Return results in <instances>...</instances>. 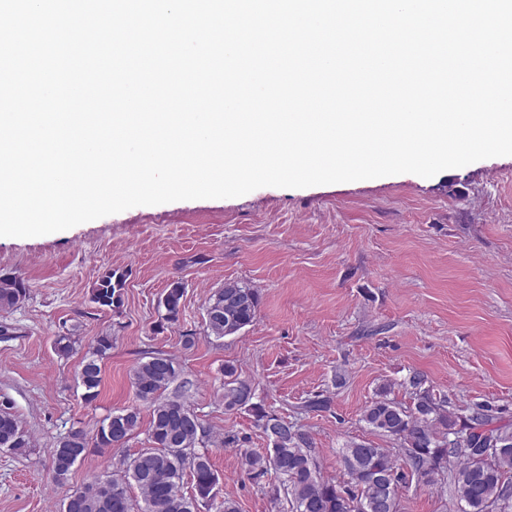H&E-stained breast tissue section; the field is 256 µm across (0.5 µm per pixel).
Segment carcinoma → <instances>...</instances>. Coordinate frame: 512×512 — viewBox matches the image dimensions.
I'll return each instance as SVG.
<instances>
[{
  "label": "carcinoma",
  "mask_w": 512,
  "mask_h": 512,
  "mask_svg": "<svg viewBox=\"0 0 512 512\" xmlns=\"http://www.w3.org/2000/svg\"><path fill=\"white\" fill-rule=\"evenodd\" d=\"M126 273L109 270L94 283L90 302L102 310L119 311ZM27 282L0 275V309L19 307L27 298ZM184 285L174 281L159 302L164 309L159 326L179 321ZM260 305L257 290L226 282L210 297L211 312L204 319L209 337L222 339L251 325ZM112 349V334L96 337L82 358L79 385L86 402L99 395L102 362ZM224 411L253 413L268 448L256 453L246 440L225 435L220 446L240 449L244 471L253 480L267 475L276 484L273 496L283 497L289 512H399L400 489L410 480L433 485L450 474L461 512H512V426L498 423L489 405L474 409L458 424L447 401L437 398L415 375L409 380L413 405L403 406L381 388L364 407L361 421L394 441L391 448H374L349 441L341 449L347 480L324 477L312 455L309 434L296 424L274 439L269 435L270 411L251 382L230 363L224 364ZM180 365L171 356L154 352L131 374L137 399L150 412L147 446L124 458L120 473L102 475L75 490L66 502L74 512H239L236 501L216 502L219 482L209 457L198 452L209 441L199 414L187 401L188 382H178ZM141 408L113 411L100 424L102 431H119L132 439L140 434ZM34 447L33 439L13 411L0 401V449L21 454ZM89 441L81 431L60 437L51 448L54 478L64 481L86 455Z\"/></svg>",
  "instance_id": "carcinoma-1"
}]
</instances>
